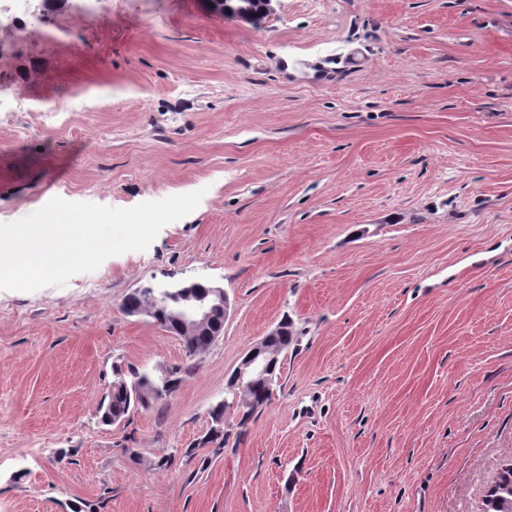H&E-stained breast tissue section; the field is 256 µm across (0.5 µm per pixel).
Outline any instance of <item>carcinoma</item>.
Segmentation results:
<instances>
[{"instance_id":"obj_1","label":"carcinoma","mask_w":512,"mask_h":512,"mask_svg":"<svg viewBox=\"0 0 512 512\" xmlns=\"http://www.w3.org/2000/svg\"><path fill=\"white\" fill-rule=\"evenodd\" d=\"M181 291V285L170 284L165 286H147L140 288L126 297L123 302V310L130 314L152 307L151 300L164 292L176 294ZM153 320L170 334L182 340L186 355L192 358L207 351L216 341V338L204 332H183L180 327L169 318L153 317ZM282 333L269 338L270 345L285 354L288 348L298 341L296 331L292 323L285 319L280 322ZM281 359H276L269 373L268 382L260 384L251 391V396L256 399L258 406L249 410L241 408L236 394L227 391L224 400L214 405L209 416L211 420H222L224 414L234 410L241 415V422H246L258 409L266 406L271 399L274 387L277 385L280 375ZM176 375L168 382H159L154 374L140 371L135 368L122 370L120 367L113 369L114 379L111 387L102 398L99 407L100 420L103 423L115 418L122 420L132 412L143 408L148 409L153 404L169 398L181 385L184 378L192 373L194 365L187 363L176 366ZM511 465L500 467L495 480L490 486L482 501L481 512H512V455L508 457Z\"/></svg>"}]
</instances>
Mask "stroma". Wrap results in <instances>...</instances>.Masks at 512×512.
<instances>
[{
  "label": "stroma",
  "instance_id": "stroma-1",
  "mask_svg": "<svg viewBox=\"0 0 512 512\" xmlns=\"http://www.w3.org/2000/svg\"><path fill=\"white\" fill-rule=\"evenodd\" d=\"M0 223L205 189L143 252L0 290V512H479L512 452V0H0ZM204 279L183 343L125 298ZM270 402L210 408L282 320ZM193 361L104 425L113 364ZM172 462L157 467L161 456ZM273 1L275 0H219L225 14L233 15L244 21H256L262 15L272 12L274 10ZM255 3H260L259 7H256ZM198 282L199 286L196 289L199 293L194 294L191 291H185L186 299L191 301V304L187 307L167 306L162 300L155 302V308L161 307L166 309L170 313L172 320L170 318L163 319L158 316L152 317L166 332L178 336L182 340L188 358L206 352L214 344L218 336L214 338L200 331L185 333L174 321L185 330L210 329L217 315L224 314V318L226 317L229 307L228 297L224 288L211 284L210 288L204 292V286H207V284L203 281Z\"/></svg>",
  "mask_w": 512,
  "mask_h": 512
}]
</instances>
